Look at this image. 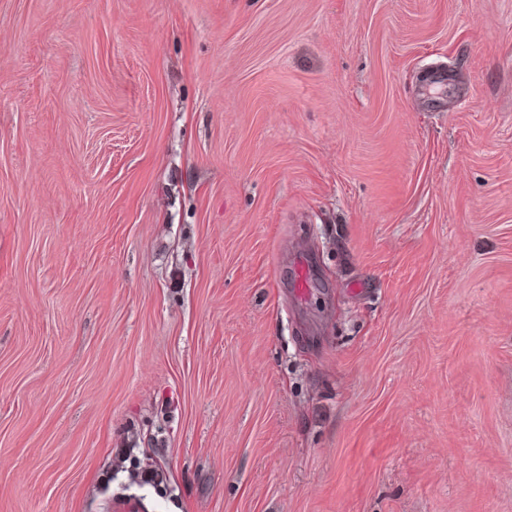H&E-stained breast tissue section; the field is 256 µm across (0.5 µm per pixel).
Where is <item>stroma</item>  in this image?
Here are the masks:
<instances>
[{
  "instance_id": "35a3bbf8",
  "label": "stroma",
  "mask_w": 512,
  "mask_h": 512,
  "mask_svg": "<svg viewBox=\"0 0 512 512\" xmlns=\"http://www.w3.org/2000/svg\"><path fill=\"white\" fill-rule=\"evenodd\" d=\"M512 512V0H0V512Z\"/></svg>"
}]
</instances>
